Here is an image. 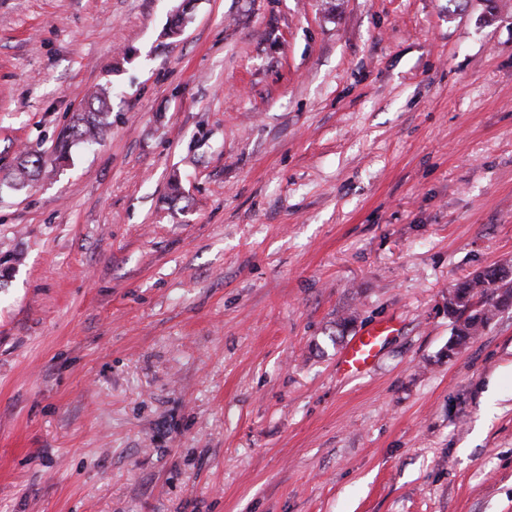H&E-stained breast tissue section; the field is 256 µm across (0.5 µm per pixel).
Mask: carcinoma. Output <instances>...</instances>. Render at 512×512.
I'll use <instances>...</instances> for the list:
<instances>
[{
    "label": "carcinoma",
    "instance_id": "1",
    "mask_svg": "<svg viewBox=\"0 0 512 512\" xmlns=\"http://www.w3.org/2000/svg\"><path fill=\"white\" fill-rule=\"evenodd\" d=\"M110 101L111 97L104 88L85 95L84 107L71 115L57 142V158L68 157L76 144L101 139L111 124ZM45 163L44 156L36 152L20 157L10 173L11 186L21 189L29 185ZM448 300L455 305L453 336L449 341V349L453 350L466 344L500 312L512 307V270L494 267L480 272L459 284Z\"/></svg>",
    "mask_w": 512,
    "mask_h": 512
}]
</instances>
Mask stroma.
I'll use <instances>...</instances> for the list:
<instances>
[{"instance_id":"stroma-1","label":"stroma","mask_w":512,"mask_h":512,"mask_svg":"<svg viewBox=\"0 0 512 512\" xmlns=\"http://www.w3.org/2000/svg\"><path fill=\"white\" fill-rule=\"evenodd\" d=\"M496 5L0 0V512H512V309L448 351L512 265ZM111 97L104 88L85 95V105L74 112L56 145V159L67 158L71 148L79 143L98 142L110 121ZM46 161L42 154L36 152H28L25 156H21L10 173L11 186L14 189H21L29 185L39 174ZM448 300L456 306L453 336L448 342L449 349L454 350L476 336L500 312L512 307V270L494 267L480 272L459 284ZM393 331V322H385L371 325L352 336L341 353L340 367L350 374H358L368 369L378 356L383 337Z\"/></svg>"}]
</instances>
